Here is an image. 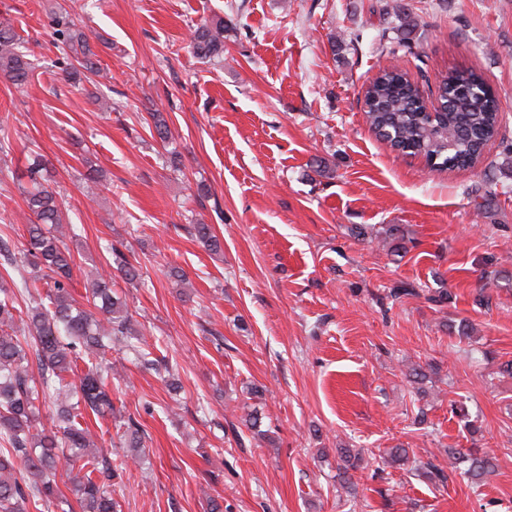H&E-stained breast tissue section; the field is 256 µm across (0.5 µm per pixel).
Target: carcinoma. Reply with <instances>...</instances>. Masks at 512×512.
Wrapping results in <instances>:
<instances>
[{
	"label": "carcinoma",
	"mask_w": 512,
	"mask_h": 512,
	"mask_svg": "<svg viewBox=\"0 0 512 512\" xmlns=\"http://www.w3.org/2000/svg\"><path fill=\"white\" fill-rule=\"evenodd\" d=\"M57 47L69 49L73 60L63 62L65 80L77 83L87 73L100 74L89 37L63 16L53 17ZM198 58L224 55V21L200 24L191 37ZM34 74L26 48L11 20L0 19V77L16 89L25 88ZM438 105L427 110L420 88L407 73L386 68L369 82L363 96L369 126L391 148L422 155L441 167L476 163L498 135V99L477 72L462 69L452 81H442ZM151 127L162 142L171 130L164 112H149ZM43 158L30 156L24 193V242L0 243V265L20 277L29 304L22 308L13 288L0 281V512H29V505L48 512H117L114 479L135 468L143 478L145 435L131 415L116 412L112 401L111 344L125 341L126 354L144 366H159L142 338L134 335L126 301L112 292V271L96 272L87 282L85 303L70 292L76 257L67 243L74 229L66 223L58 192L45 184ZM190 233L212 254L223 253V242L210 224H193ZM116 271L125 281L139 278L138 269L116 254ZM85 364L75 374L78 362ZM77 379H71V375ZM54 408L52 427L41 422V407ZM111 417L116 447H99L84 426V414ZM338 470L358 467L361 452L339 448ZM467 464L465 473L481 483L495 471L494 457L479 448L448 449V465ZM66 480L73 498L63 494Z\"/></svg>",
	"instance_id": "obj_1"
}]
</instances>
